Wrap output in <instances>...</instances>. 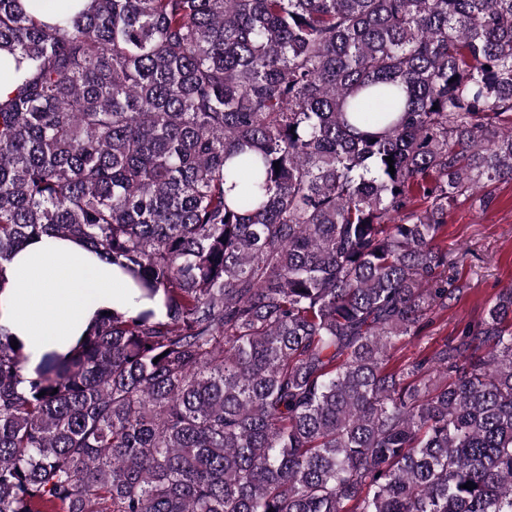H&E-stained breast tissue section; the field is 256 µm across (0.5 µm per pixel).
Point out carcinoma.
<instances>
[{
	"mask_svg": "<svg viewBox=\"0 0 512 512\" xmlns=\"http://www.w3.org/2000/svg\"><path fill=\"white\" fill-rule=\"evenodd\" d=\"M19 74L0 271L69 237L154 306L0 327V512H512V288L390 364L512 181V0H0Z\"/></svg>",
	"mask_w": 512,
	"mask_h": 512,
	"instance_id": "carcinoma-1",
	"label": "carcinoma"
}]
</instances>
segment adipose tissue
<instances>
[{
    "label": "adipose tissue",
    "instance_id": "adipose-tissue-1",
    "mask_svg": "<svg viewBox=\"0 0 512 512\" xmlns=\"http://www.w3.org/2000/svg\"><path fill=\"white\" fill-rule=\"evenodd\" d=\"M0 273V327L24 342L33 367L48 351L66 352L97 311L141 307L127 276L67 239L29 244Z\"/></svg>",
    "mask_w": 512,
    "mask_h": 512
}]
</instances>
